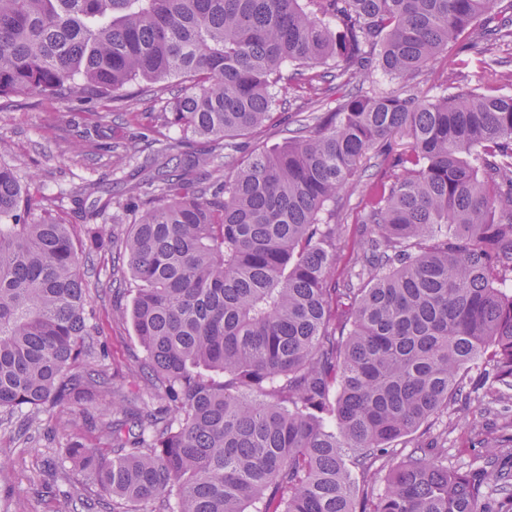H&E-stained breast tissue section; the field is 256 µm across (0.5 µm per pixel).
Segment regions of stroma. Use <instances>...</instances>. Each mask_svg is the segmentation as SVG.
Instances as JSON below:
<instances>
[{
	"mask_svg": "<svg viewBox=\"0 0 512 512\" xmlns=\"http://www.w3.org/2000/svg\"><path fill=\"white\" fill-rule=\"evenodd\" d=\"M155 88L156 97L120 110L105 98L57 101L33 96L0 112V157L22 161L23 185L42 199L46 217L68 225L76 244H84L98 232L113 243H121L135 219L133 212L123 208L126 179L161 144H170L175 153L183 155L212 152L213 168L222 170L225 178H232L234 170L225 165L223 152L212 150L209 142L197 139L185 143L177 129L154 127V112L161 110L178 84L160 81ZM88 128L98 130V140L84 138ZM99 140H133L139 151L131 158L121 153L108 156L97 151L95 143ZM89 181L100 183V197L109 203L91 224L85 222L73 201L77 188ZM360 204L361 196L356 191H344L338 199L336 220L342 224L343 233L341 257L332 275L336 282L343 279L352 243L363 235L358 222ZM86 284L98 328L94 366L107 370L124 392L144 394L143 383L130 373L131 367L146 356L127 315L134 286L114 283L112 255L107 251L92 254ZM108 412L102 402L85 411L69 404L47 407L25 433L21 425L26 411H0V448L8 451L6 458L0 459V512H65L67 494L74 486L88 497L98 498L99 490L87 472L71 467L69 481L63 482L51 476L50 466L58 462L67 438L75 436L89 446L105 447L95 424ZM511 421L512 392L482 389L470 397L458 398L453 410L430 419L414 438L398 440L396 446L405 452L413 441H434L447 449L449 466L480 464L485 457L482 431H498Z\"/></svg>",
	"mask_w": 512,
	"mask_h": 512,
	"instance_id": "35a3bbf8",
	"label": "stroma"
}]
</instances>
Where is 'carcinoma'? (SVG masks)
<instances>
[{
  "label": "carcinoma",
  "instance_id": "cac0c4a2",
  "mask_svg": "<svg viewBox=\"0 0 512 512\" xmlns=\"http://www.w3.org/2000/svg\"><path fill=\"white\" fill-rule=\"evenodd\" d=\"M497 2L0 0V99L181 77L158 126L222 144L234 168L202 182L166 146L129 178L121 259L156 407L103 369L70 374L97 334L82 251L31 218L0 161V410L111 399L112 457L77 439L62 455L112 512H512V468L392 448L448 412L479 360L512 390V69L493 59L432 99L411 85L452 44L512 43ZM376 71L396 85L364 87ZM291 86L308 102L288 141L234 157ZM333 88L336 111H319ZM372 158L392 175L364 183L373 232L331 288L334 204Z\"/></svg>",
  "mask_w": 512,
  "mask_h": 512
}]
</instances>
